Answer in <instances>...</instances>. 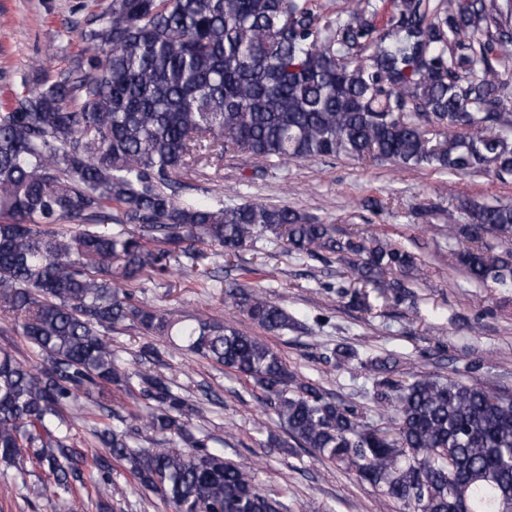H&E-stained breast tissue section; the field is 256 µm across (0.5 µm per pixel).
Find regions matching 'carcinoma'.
<instances>
[{
    "instance_id": "carcinoma-1",
    "label": "carcinoma",
    "mask_w": 512,
    "mask_h": 512,
    "mask_svg": "<svg viewBox=\"0 0 512 512\" xmlns=\"http://www.w3.org/2000/svg\"><path fill=\"white\" fill-rule=\"evenodd\" d=\"M351 0L336 15L311 0H112L85 20L90 54L0 113V310L43 355L33 367L0 349V461L45 471L44 487L83 512L78 490L112 496L109 460L175 512H283L249 469L224 460L182 422L191 408L163 373L129 372L112 332L129 324L263 393L299 447L352 473L405 512H512V395L439 373L392 378L374 361L381 423L300 378L264 339L214 318L134 301L117 280L169 271L166 245L228 255L257 236L330 262L403 298L418 267L404 247L341 234L286 205L185 199L178 177L228 152L268 165L325 158L428 165L512 178V0ZM448 136L435 141L428 126ZM118 215H112V209ZM448 211L451 265L512 288V200ZM121 229L112 231L111 224ZM225 303L270 334L297 319L260 289L230 281ZM132 400L135 424L93 431L78 447L68 410L84 394ZM177 434L188 448L132 444L134 431Z\"/></svg>"
}]
</instances>
